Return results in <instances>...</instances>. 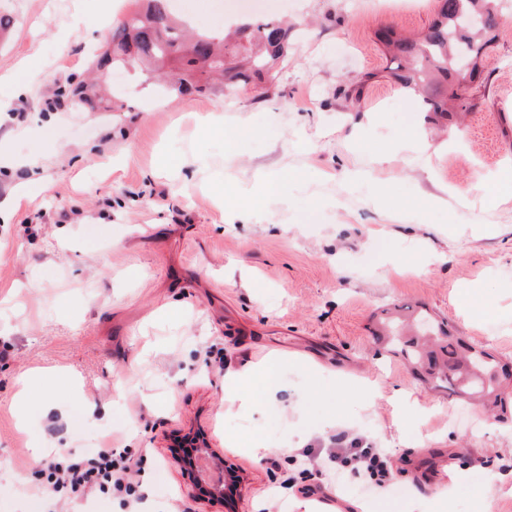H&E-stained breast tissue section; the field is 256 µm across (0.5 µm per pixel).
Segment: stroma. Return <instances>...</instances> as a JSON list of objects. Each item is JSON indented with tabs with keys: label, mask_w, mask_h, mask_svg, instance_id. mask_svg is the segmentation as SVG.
Segmentation results:
<instances>
[{
	"label": "stroma",
	"mask_w": 512,
	"mask_h": 512,
	"mask_svg": "<svg viewBox=\"0 0 512 512\" xmlns=\"http://www.w3.org/2000/svg\"><path fill=\"white\" fill-rule=\"evenodd\" d=\"M495 2L482 85L446 126L378 39L420 32L438 0H271L266 19L295 25L272 82L163 96L128 71L62 112L45 100L88 80L135 0H0V75L30 73L23 95L0 86V201L29 189L0 211V512H124L39 488L34 448L104 444L138 462L140 512H422L438 494L512 512V404L433 389L378 331L418 307L512 370V0ZM274 354L279 391L241 408L225 374ZM341 377L372 394L337 398ZM399 392L416 401L404 425ZM347 436L386 457L379 481ZM186 438L240 476L228 501L172 459Z\"/></svg>",
	"instance_id": "1"
}]
</instances>
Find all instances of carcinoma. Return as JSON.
<instances>
[{"mask_svg":"<svg viewBox=\"0 0 512 512\" xmlns=\"http://www.w3.org/2000/svg\"><path fill=\"white\" fill-rule=\"evenodd\" d=\"M496 20L485 0H439L436 18L415 38L384 31L379 40L395 63L392 75L422 97L423 107L442 118L456 116L441 84L459 77L478 82L477 60L492 39ZM112 66H154L161 90L179 95L203 89L202 81L220 76L227 86L263 83L288 50V27L247 21L222 34L190 36L172 16L168 0H141L140 6L112 28ZM400 354L425 370L435 387L452 395L485 400L501 388L500 363L488 352L456 340L429 317L402 318Z\"/></svg>","mask_w":512,"mask_h":512,"instance_id":"carcinoma-1","label":"carcinoma"}]
</instances>
